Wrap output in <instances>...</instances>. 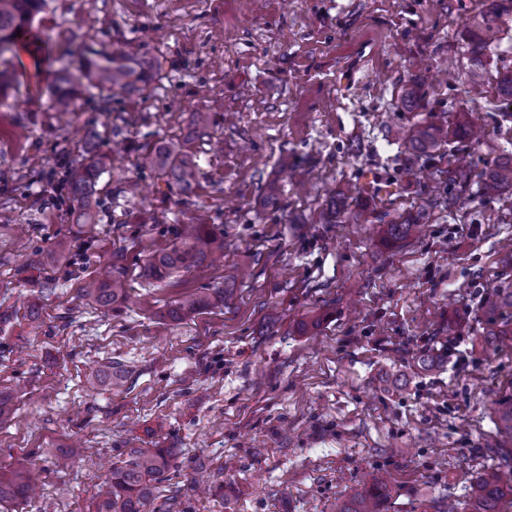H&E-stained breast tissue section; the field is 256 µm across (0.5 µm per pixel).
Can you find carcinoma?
<instances>
[{
	"mask_svg": "<svg viewBox=\"0 0 512 512\" xmlns=\"http://www.w3.org/2000/svg\"><path fill=\"white\" fill-rule=\"evenodd\" d=\"M47 5V0H0V57L13 55L21 47L34 45L38 56L35 68L44 61H57L60 66L50 72L47 90L52 97L55 112L75 111L77 89H106L114 94L144 93L155 78V67L147 65L131 45L108 53L90 46L83 48L79 67L72 71L65 62V53L54 55L53 45L42 40L33 29L36 15ZM474 26L488 37L499 32V15L484 12L473 19ZM485 64L480 51L475 49L469 59V78L472 88L483 84ZM211 118L207 112L192 113L193 134L175 136L152 145L141 147L143 160L153 167L167 188H176L183 194L191 193L196 185L198 165L191 143L197 137L209 135ZM478 126L468 115L458 117L453 132L448 126L436 123L416 124L407 134L406 144L417 159L435 156L437 149L450 142L449 135L476 138ZM448 184L469 185L475 170L473 160L459 147L448 148ZM112 158L98 152L92 160L72 162L66 179V189L71 201V214L76 224L96 223L94 204L98 193L100 174L109 168ZM480 191L487 197L498 195L506 188L512 189V157L499 158L478 175ZM182 229L177 242L169 249L155 253L146 260L144 271L162 281L180 271H197L211 265L224 255V241L208 234L200 218L182 214ZM83 295L102 309L126 296L122 274L93 282L82 289ZM209 304V296L198 292L184 295L168 309L173 318L188 317ZM480 340L485 347L512 341V288H498L486 297L483 305V322ZM122 378L121 372L112 369L108 361L99 366L89 383L94 387H110L112 380ZM497 433L505 442L512 443V393L506 394L493 409ZM172 464L166 453L140 452L120 464L112 465L110 477L98 488L94 512H142L152 494L154 484L165 480ZM35 474L21 466L9 474H0V509L26 498L32 491ZM512 495V479L501 469L489 467L474 484L467 512H499L502 500ZM389 496L387 482L372 478L364 490L342 501L336 512H385Z\"/></svg>",
	"mask_w": 512,
	"mask_h": 512,
	"instance_id": "cac0c4a2",
	"label": "carcinoma"
}]
</instances>
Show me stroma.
I'll return each instance as SVG.
<instances>
[{"mask_svg":"<svg viewBox=\"0 0 512 512\" xmlns=\"http://www.w3.org/2000/svg\"><path fill=\"white\" fill-rule=\"evenodd\" d=\"M499 10L484 84L446 80ZM34 26L60 48L140 44L162 77L146 96L94 91L77 112L50 109L27 52L0 105V474L38 473L9 512H89L114 462L173 451L144 512H334L370 474L389 479L388 512H443L501 461L492 408L512 383V347L478 345L481 304L512 284V191L449 190L448 151L414 161L410 126L481 116L461 140L478 168L512 154V5L495 0H48ZM417 90L422 111L401 101ZM211 113L221 153L195 143L192 196L151 185L138 146L187 133ZM113 155L98 183L94 232L74 224L56 185L87 141ZM287 167H280L279 157ZM282 188L278 206L265 186ZM361 188L359 221L316 223L335 192ZM460 203L445 205L448 193ZM196 204L224 254L205 273L157 282L146 258L170 248ZM428 214L422 233L390 224ZM51 256L23 271L25 250ZM124 273L112 312L79 294ZM52 286H45V278ZM211 304L174 320L184 293ZM39 311L31 321L30 308ZM430 351L438 368L416 356ZM123 380L91 388L99 363ZM85 454L59 466L72 447Z\"/></svg>","mask_w":512,"mask_h":512,"instance_id":"1","label":"stroma"}]
</instances>
